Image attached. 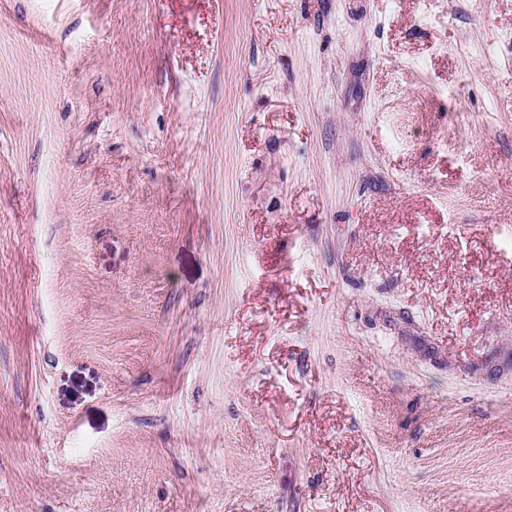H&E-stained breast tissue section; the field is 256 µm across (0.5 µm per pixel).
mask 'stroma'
<instances>
[{"mask_svg":"<svg viewBox=\"0 0 512 512\" xmlns=\"http://www.w3.org/2000/svg\"><path fill=\"white\" fill-rule=\"evenodd\" d=\"M0 512H512V0H0Z\"/></svg>","mask_w":512,"mask_h":512,"instance_id":"35a3bbf8","label":"stroma"}]
</instances>
